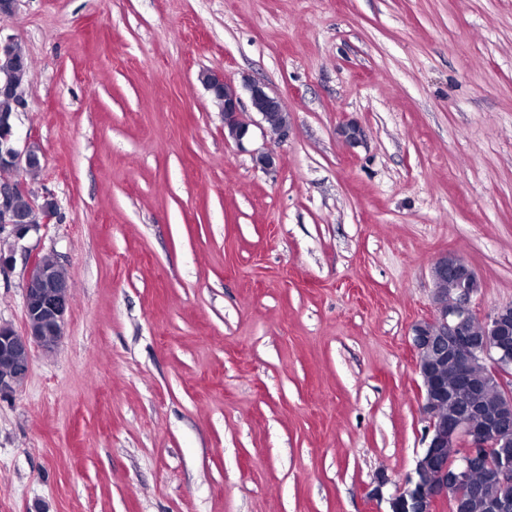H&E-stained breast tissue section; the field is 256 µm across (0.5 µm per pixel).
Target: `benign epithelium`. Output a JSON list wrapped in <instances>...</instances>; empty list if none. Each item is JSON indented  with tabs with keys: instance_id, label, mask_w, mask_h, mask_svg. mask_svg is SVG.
Here are the masks:
<instances>
[{
	"instance_id": "benign-epithelium-1",
	"label": "benign epithelium",
	"mask_w": 512,
	"mask_h": 512,
	"mask_svg": "<svg viewBox=\"0 0 512 512\" xmlns=\"http://www.w3.org/2000/svg\"><path fill=\"white\" fill-rule=\"evenodd\" d=\"M202 84L223 99L224 132L237 144L248 136L240 96L224 75L205 71ZM251 108L266 124L285 112L266 86L246 84ZM340 136L356 145L364 138L356 122L339 127ZM20 140L11 117L0 115V172L27 171L39 164L32 144ZM41 210L45 222L57 214L50 192L33 195L10 177L0 183V235L24 236L33 225L28 210ZM432 314L411 327L412 349L420 377L419 405L427 422L425 447L415 466L388 498L391 512H437L455 504L463 485L478 488L476 478L489 477L501 490L492 512H512V303L479 312L482 282L474 268L454 253L438 257L430 268ZM73 300L72 284L59 265L33 257L27 266L19 333L0 325V396L13 392L31 370V349L50 352L57 346ZM499 392L492 410L483 405L486 390Z\"/></svg>"
}]
</instances>
